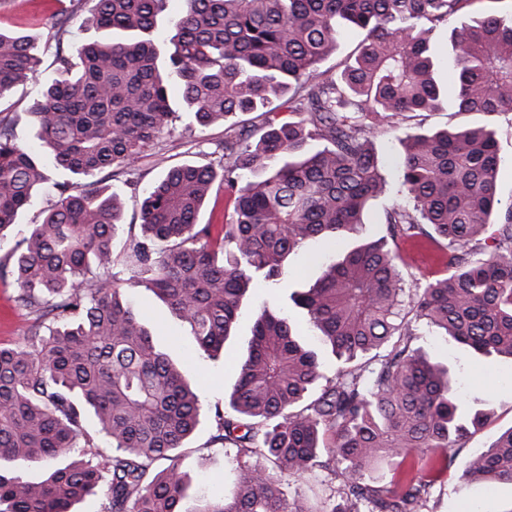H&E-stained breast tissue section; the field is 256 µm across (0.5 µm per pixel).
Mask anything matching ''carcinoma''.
I'll list each match as a JSON object with an SVG mask.
<instances>
[{"label":"carcinoma","mask_w":512,"mask_h":512,"mask_svg":"<svg viewBox=\"0 0 512 512\" xmlns=\"http://www.w3.org/2000/svg\"><path fill=\"white\" fill-rule=\"evenodd\" d=\"M87 2L92 25L112 40L57 53L61 78L29 108L38 148L17 143L0 118V267L11 269L20 306L52 318L47 332L39 321L0 345V512H73L99 489L109 512H312L279 474L318 470L338 477L350 512H420L489 413L456 396L448 367L410 347L404 308L479 355L512 360V203L504 209L497 196L493 130L400 139L406 201L386 211V234L437 246L445 275L406 288L383 243L344 244L387 191L370 135L441 108L447 89L431 36L484 0H184L167 37L158 20L168 0ZM344 27L361 41L331 75L320 66ZM448 43L456 112L512 113V17H476ZM39 64L31 36L0 28V99ZM279 110L288 120L266 121L252 143L234 121ZM179 113L188 129L224 125L222 154L171 167L145 192L141 236L118 271L122 206L95 177L145 158ZM312 141L322 148L310 150ZM41 154L67 178L13 243L18 215L49 182ZM217 182L231 220L201 224ZM317 237L340 254L294 304L335 358L334 374L288 315L261 311L228 411L215 410L214 441L235 449L233 488L192 495L181 449L202 405L122 285L150 290L213 357L255 282L288 274L289 256ZM489 238L491 249L470 259ZM88 419L112 456L55 465L36 481L5 474L77 448L93 454ZM158 460L168 465L153 473ZM462 478L512 483V427L464 462Z\"/></svg>","instance_id":"1"}]
</instances>
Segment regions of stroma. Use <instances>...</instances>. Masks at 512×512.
<instances>
[{
  "label": "stroma",
  "mask_w": 512,
  "mask_h": 512,
  "mask_svg": "<svg viewBox=\"0 0 512 512\" xmlns=\"http://www.w3.org/2000/svg\"><path fill=\"white\" fill-rule=\"evenodd\" d=\"M64 10L68 18L64 32L51 29L50 19L56 10ZM83 0H0V27L38 33L46 49L36 77L18 86L12 96L0 102V114L10 120L19 143L34 141L30 101L58 76V49L75 46L98 38L99 32L86 22ZM500 155L497 194L502 202H512V113L495 118ZM224 140L220 126L186 130L182 121H173L151 154L143 158L135 171L117 174L103 172L102 186L117 192L123 203V223L139 226L140 203L145 191L170 167L185 163L204 165L212 162ZM406 287H414L425 278L443 273L438 253L410 241L390 245ZM333 253L329 242L315 240L289 258L291 272L274 284L258 283L243 305L236 334L224 345V353L211 359L197 351V344L186 325L173 318L167 307L145 288L125 285V298L148 318L156 346L174 361L185 362V375L198 393L205 415L183 450V468L192 491L220 495L230 490L232 465L221 444L212 442L215 422L212 410L223 404L225 393L237 377V363L251 336L253 322L261 310L288 313L302 341L322 352L316 330L310 325L305 310L292 301L295 293L304 291L321 274L322 262ZM18 289L11 275L0 274V344H11L30 328L35 317L16 301ZM417 334L413 347L422 349L432 362L448 366L457 382L461 398L492 414L487 424L473 434L462 448L460 461L454 462L433 485L421 512H506L512 507V484H486L462 479V458L487 450L498 434L512 426V363L474 354L469 349L447 340L423 321L413 323Z\"/></svg>",
  "instance_id": "1"
}]
</instances>
